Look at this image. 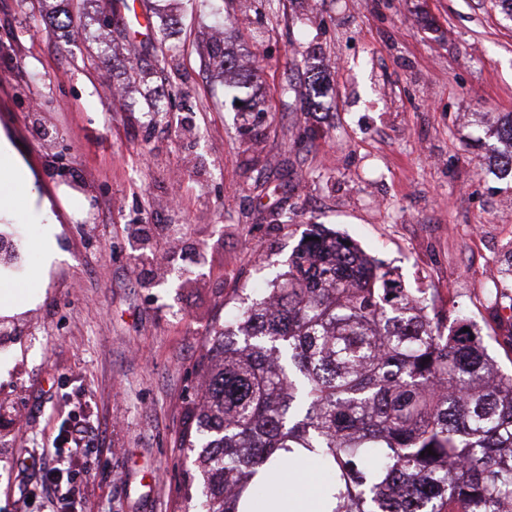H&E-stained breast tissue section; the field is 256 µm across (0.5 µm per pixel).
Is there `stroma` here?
I'll return each mask as SVG.
<instances>
[{
  "label": "stroma",
  "mask_w": 512,
  "mask_h": 512,
  "mask_svg": "<svg viewBox=\"0 0 512 512\" xmlns=\"http://www.w3.org/2000/svg\"><path fill=\"white\" fill-rule=\"evenodd\" d=\"M117 2L91 0L88 25L62 37L26 28L23 0H0V136L50 200L62 253L45 264L46 227L23 216L26 262L0 271L27 283L29 303L0 315V512H179L204 339L316 224L425 291L445 325L464 308L512 373V180L486 135L512 118V17L498 0H280L258 13L169 0L172 24L131 42L94 22ZM211 35L251 73L245 94L263 112L225 98L233 74L201 63ZM106 42L136 59L139 81L99 62ZM317 72L323 107L302 111ZM62 186L88 202L85 218ZM58 446L60 501L40 493L43 470L16 465Z\"/></svg>",
  "instance_id": "35a3bbf8"
}]
</instances>
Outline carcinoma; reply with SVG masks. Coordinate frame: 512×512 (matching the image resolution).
I'll return each instance as SVG.
<instances>
[{"instance_id":"obj_1","label":"carcinoma","mask_w":512,"mask_h":512,"mask_svg":"<svg viewBox=\"0 0 512 512\" xmlns=\"http://www.w3.org/2000/svg\"><path fill=\"white\" fill-rule=\"evenodd\" d=\"M196 51L231 65L207 39ZM489 136L512 176V124ZM313 236L206 337L181 436L184 512H279L293 448L313 453L327 512H512V376L351 241Z\"/></svg>"}]
</instances>
